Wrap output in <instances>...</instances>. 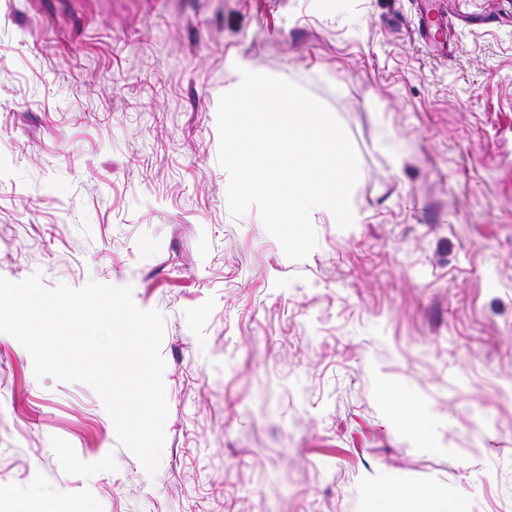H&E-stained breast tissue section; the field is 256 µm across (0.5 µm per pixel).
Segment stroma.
<instances>
[{"label": "stroma", "mask_w": 512, "mask_h": 512, "mask_svg": "<svg viewBox=\"0 0 512 512\" xmlns=\"http://www.w3.org/2000/svg\"><path fill=\"white\" fill-rule=\"evenodd\" d=\"M450 11L495 20L445 57ZM244 69L357 153L301 261L228 210ZM35 273L162 314L165 444L0 333V512H512V0H0V276Z\"/></svg>", "instance_id": "obj_1"}]
</instances>
